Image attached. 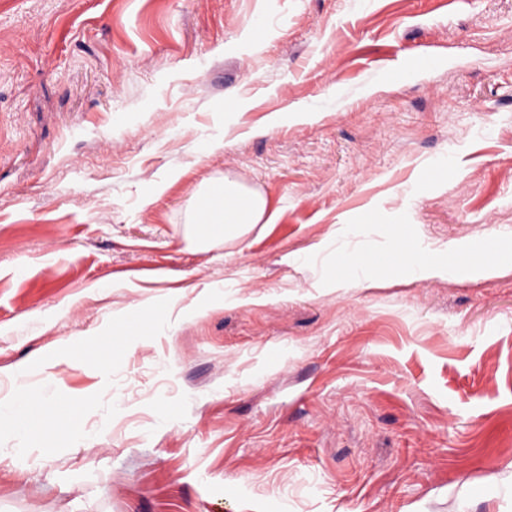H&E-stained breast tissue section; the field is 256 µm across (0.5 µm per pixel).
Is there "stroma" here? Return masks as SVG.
<instances>
[{"label": "stroma", "instance_id": "35a3bbf8", "mask_svg": "<svg viewBox=\"0 0 512 512\" xmlns=\"http://www.w3.org/2000/svg\"><path fill=\"white\" fill-rule=\"evenodd\" d=\"M226 174L277 221L195 246ZM509 233L512 0H0V399L81 428L0 512H512V260L398 248ZM408 249L411 255L409 269L419 279L442 277L446 276L447 272L448 275L457 274L477 278L490 275L495 269V259L485 258L479 250L476 256L473 255L474 245L472 243L457 242L448 247V250L465 253L470 256L467 264L455 268L447 267L438 259H433L430 255L431 250L428 247L411 245Z\"/></svg>", "mask_w": 512, "mask_h": 512}]
</instances>
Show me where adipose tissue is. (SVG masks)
I'll use <instances>...</instances> for the list:
<instances>
[{"instance_id": "obj_1", "label": "adipose tissue", "mask_w": 512, "mask_h": 512, "mask_svg": "<svg viewBox=\"0 0 512 512\" xmlns=\"http://www.w3.org/2000/svg\"><path fill=\"white\" fill-rule=\"evenodd\" d=\"M203 195L215 197L218 206L211 213L192 208L190 221L200 224L210 221L221 225L225 239L233 240L248 234L258 224H272L276 212L270 211L265 196L235 178H218L203 188ZM41 411L44 419H53L56 403L43 397L25 393L0 401V429L11 433L20 431V420L29 409Z\"/></svg>"}]
</instances>
